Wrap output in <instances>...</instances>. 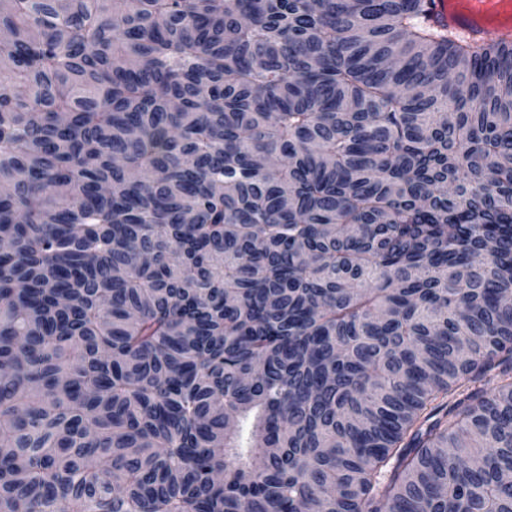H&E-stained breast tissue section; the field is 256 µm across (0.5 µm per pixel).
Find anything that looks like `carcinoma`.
<instances>
[{
    "label": "carcinoma",
    "mask_w": 512,
    "mask_h": 512,
    "mask_svg": "<svg viewBox=\"0 0 512 512\" xmlns=\"http://www.w3.org/2000/svg\"><path fill=\"white\" fill-rule=\"evenodd\" d=\"M0 512H512V45L430 0H0ZM434 17L448 29L468 34L476 39L512 42L511 22H490L454 6L453 0H433Z\"/></svg>",
    "instance_id": "obj_1"
}]
</instances>
